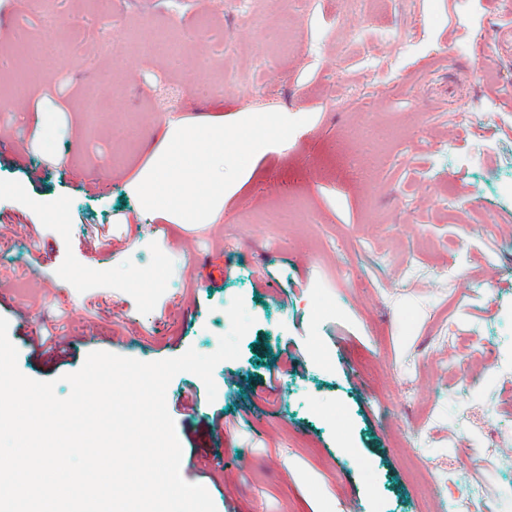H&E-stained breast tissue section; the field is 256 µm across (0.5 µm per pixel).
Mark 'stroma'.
<instances>
[{
    "label": "stroma",
    "instance_id": "35a3bbf8",
    "mask_svg": "<svg viewBox=\"0 0 512 512\" xmlns=\"http://www.w3.org/2000/svg\"><path fill=\"white\" fill-rule=\"evenodd\" d=\"M511 22L489 0H0L20 372L64 398L93 351L211 354L239 296L255 323L215 401L189 372L166 392L181 475L217 512H512ZM273 111L304 124L214 223L129 192L166 122ZM287 349L303 370L248 403ZM236 411L227 467L201 476L207 420Z\"/></svg>",
    "mask_w": 512,
    "mask_h": 512
}]
</instances>
